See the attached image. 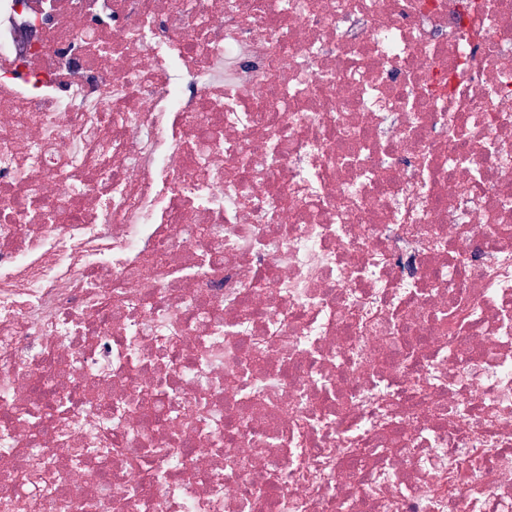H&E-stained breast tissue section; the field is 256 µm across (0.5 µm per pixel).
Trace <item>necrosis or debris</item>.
<instances>
[{
	"label": "necrosis or debris",
	"mask_w": 512,
	"mask_h": 512,
	"mask_svg": "<svg viewBox=\"0 0 512 512\" xmlns=\"http://www.w3.org/2000/svg\"><path fill=\"white\" fill-rule=\"evenodd\" d=\"M0 512H512V0H0Z\"/></svg>",
	"instance_id": "4bbe7bcc"
}]
</instances>
